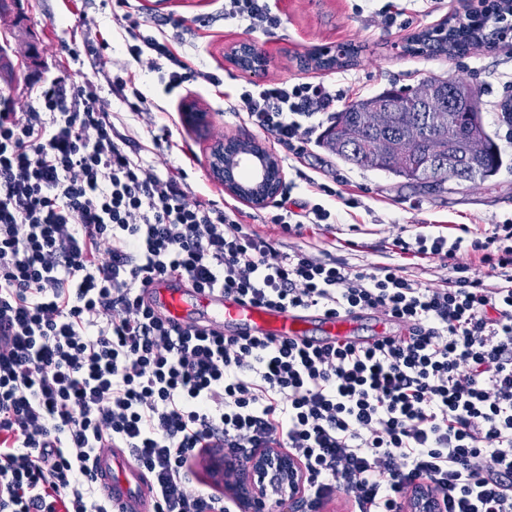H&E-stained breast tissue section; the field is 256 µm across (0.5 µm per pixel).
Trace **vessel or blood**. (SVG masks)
<instances>
[{
	"mask_svg": "<svg viewBox=\"0 0 512 512\" xmlns=\"http://www.w3.org/2000/svg\"><path fill=\"white\" fill-rule=\"evenodd\" d=\"M144 297L156 314L172 322L235 335L303 339L307 327L319 323L331 342H350L363 321L360 313L330 316L276 307L258 306L234 295L201 293L181 277L151 284ZM96 476L116 512H153L155 496L144 475L130 461L125 449L100 454Z\"/></svg>",
	"mask_w": 512,
	"mask_h": 512,
	"instance_id": "obj_1",
	"label": "vessel or blood"
}]
</instances>
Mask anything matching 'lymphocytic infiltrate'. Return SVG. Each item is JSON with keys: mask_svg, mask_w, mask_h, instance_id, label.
I'll use <instances>...</instances> for the list:
<instances>
[{"mask_svg": "<svg viewBox=\"0 0 512 512\" xmlns=\"http://www.w3.org/2000/svg\"><path fill=\"white\" fill-rule=\"evenodd\" d=\"M224 17L281 23L270 0H224ZM122 19L130 56L166 91L220 85L174 37ZM342 99L321 82L248 81L233 107L291 147ZM127 145L90 85L43 80L21 114L0 94V512H110L93 463L113 446L150 476L154 512H237L190 479L212 442L228 484L250 452L287 451L307 512L338 492L354 512H403L421 487L442 512H512L511 223L481 243L484 277L461 239L400 242L447 267L435 286L400 264L281 251ZM168 276L256 305L376 313L402 332L356 345L184 328L142 298Z\"/></svg>", "mask_w": 512, "mask_h": 512, "instance_id": "lymphocytic-infiltrate-1", "label": "lymphocytic infiltrate"}]
</instances>
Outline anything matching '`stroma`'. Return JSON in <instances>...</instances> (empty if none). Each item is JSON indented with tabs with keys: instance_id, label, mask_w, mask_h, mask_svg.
<instances>
[{
	"instance_id": "obj_1",
	"label": "stroma",
	"mask_w": 512,
	"mask_h": 512,
	"mask_svg": "<svg viewBox=\"0 0 512 512\" xmlns=\"http://www.w3.org/2000/svg\"><path fill=\"white\" fill-rule=\"evenodd\" d=\"M274 5L280 25L251 33L225 22L222 0H129L125 7L117 0H14L10 11L0 12V39L8 41L15 72L0 78V90L10 93L14 111L25 112L30 90L42 76L94 85L127 130L131 150L159 173L180 181L192 199L234 201L209 172L216 139L263 140L280 159L283 190L291 201L320 203L336 216L335 223L307 226L297 236L270 223L274 207L243 205L248 229L283 247L313 245L356 266L403 264L413 278L436 286L447 278V269L437 259L402 254L395 239L411 243L419 233L438 231L460 236L466 243L464 262L478 261L472 242L484 240L494 225L512 220V131L502 124L499 107L512 96V85L506 83L512 76V56L482 47L461 58L402 55V38L464 13L465 0H442L428 17L412 12L407 0H275ZM386 5L398 15L390 28L377 17ZM126 13L148 24L181 23L180 53L195 67L219 74L223 86L192 82L165 92L150 65L135 63L126 52L125 31L118 22ZM242 41L252 42L268 58L266 81H320L343 91L350 101L393 84L414 87L432 77L465 79L480 89L485 127L498 136L503 151L498 187L491 191L453 179L441 191L420 189L385 172L347 165L313 142L297 151L278 144L231 107L247 76L227 60L226 52ZM350 44L362 48L355 65L332 70L303 66L312 47ZM119 77L135 83L150 111H133L115 92L113 82ZM191 102L208 112V127L183 122L181 109ZM351 199L356 207H348Z\"/></svg>"
}]
</instances>
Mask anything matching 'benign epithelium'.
<instances>
[{
  "label": "benign epithelium",
  "mask_w": 512,
  "mask_h": 512,
  "mask_svg": "<svg viewBox=\"0 0 512 512\" xmlns=\"http://www.w3.org/2000/svg\"><path fill=\"white\" fill-rule=\"evenodd\" d=\"M227 58L238 69L251 76L266 73L268 59L257 52L253 43L242 41L230 48ZM443 95V89L433 84L425 88L421 100L429 103L426 111L432 113L429 124L440 127L449 115L434 100ZM186 124L201 128L207 124V112L193 103L182 108ZM247 164L253 176L246 183L237 177L238 169ZM209 167L212 177L224 186V191L239 200L263 206L274 199L283 184L280 161L262 142L256 139L217 140L210 152ZM304 474L297 461L276 451H258L241 466V473L233 490L246 512H256L258 504L270 500L274 506L289 512L300 495ZM408 512H440L441 503L430 490L421 489L408 502Z\"/></svg>",
  "instance_id": "obj_1"
}]
</instances>
